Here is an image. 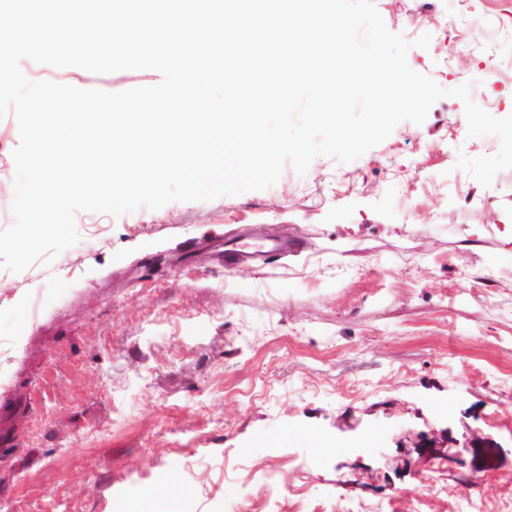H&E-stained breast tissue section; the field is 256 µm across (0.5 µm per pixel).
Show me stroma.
Instances as JSON below:
<instances>
[{
	"label": "stroma",
	"mask_w": 512,
	"mask_h": 512,
	"mask_svg": "<svg viewBox=\"0 0 512 512\" xmlns=\"http://www.w3.org/2000/svg\"><path fill=\"white\" fill-rule=\"evenodd\" d=\"M429 48L410 67L512 114V0H375ZM461 45L449 56L448 43ZM32 80L121 92L159 72L22 60ZM20 141L0 118V231ZM461 100L358 159L263 191L118 217L0 280V512H512V169L481 186ZM288 240L276 263L224 243Z\"/></svg>",
	"instance_id": "stroma-1"
}]
</instances>
